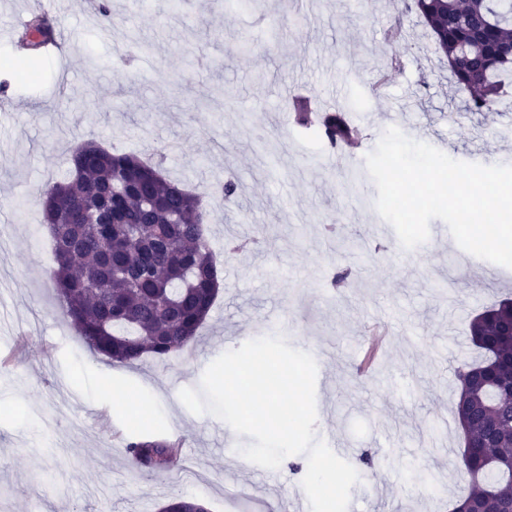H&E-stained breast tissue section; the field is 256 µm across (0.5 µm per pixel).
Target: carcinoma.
Instances as JSON below:
<instances>
[{"label": "carcinoma", "instance_id": "cac0c4a2", "mask_svg": "<svg viewBox=\"0 0 512 512\" xmlns=\"http://www.w3.org/2000/svg\"><path fill=\"white\" fill-rule=\"evenodd\" d=\"M423 22L431 49L446 62L466 111L496 112L512 76V0H404ZM41 40L53 26L33 19ZM294 123L329 150L354 144L357 131L341 112L316 117L309 101L288 99ZM68 177L38 188L56 257L51 285L63 312L89 348L114 364L182 352L218 295L216 260L201 197L177 189L139 155L114 153L94 140L68 158ZM469 339L480 358L455 370L462 431L461 467L470 476L453 512H512V300L475 316ZM180 442L128 444L135 465L179 467Z\"/></svg>", "mask_w": 512, "mask_h": 512}]
</instances>
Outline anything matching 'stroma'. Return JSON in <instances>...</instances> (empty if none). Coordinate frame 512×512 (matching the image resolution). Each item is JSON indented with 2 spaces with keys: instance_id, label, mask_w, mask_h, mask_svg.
I'll return each instance as SVG.
<instances>
[{
  "instance_id": "35a3bbf8",
  "label": "stroma",
  "mask_w": 512,
  "mask_h": 512,
  "mask_svg": "<svg viewBox=\"0 0 512 512\" xmlns=\"http://www.w3.org/2000/svg\"><path fill=\"white\" fill-rule=\"evenodd\" d=\"M71 3L54 25L75 49L41 58L36 81L2 63L24 34L0 36V357L11 359L0 368V512H159L181 493L208 512H292L306 456L242 467L251 437L179 397L225 350L278 332L316 359V435H335L360 475L348 512H450L467 481L455 369L476 356L469 322L512 298V275L458 264L448 233L422 254L379 239L376 186L350 175L391 126L460 161L512 155V116L465 111L401 0H267L258 12L112 0L105 32L84 0ZM393 23L405 38L389 43ZM295 93L344 113L360 148L329 151L295 127L283 112ZM88 139L161 162L202 198L224 286L183 355L113 370L51 288V236L30 188L63 180ZM228 174L240 186L230 203L214 192ZM341 266L352 280L337 290ZM376 325L388 345L361 376L353 364ZM146 437L181 440L182 471L131 466L128 443Z\"/></svg>"
}]
</instances>
